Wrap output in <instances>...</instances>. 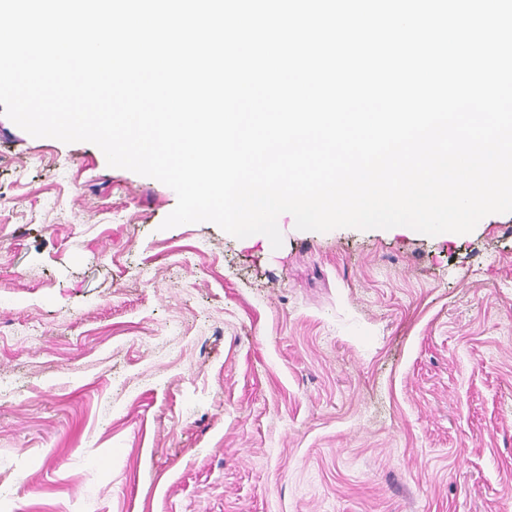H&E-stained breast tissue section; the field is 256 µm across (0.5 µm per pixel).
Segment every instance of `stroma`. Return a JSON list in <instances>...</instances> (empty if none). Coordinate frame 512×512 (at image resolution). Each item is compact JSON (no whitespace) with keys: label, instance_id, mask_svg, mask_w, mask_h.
I'll return each instance as SVG.
<instances>
[{"label":"stroma","instance_id":"35a3bbf8","mask_svg":"<svg viewBox=\"0 0 512 512\" xmlns=\"http://www.w3.org/2000/svg\"><path fill=\"white\" fill-rule=\"evenodd\" d=\"M0 114V512H512V213L162 223Z\"/></svg>","mask_w":512,"mask_h":512}]
</instances>
